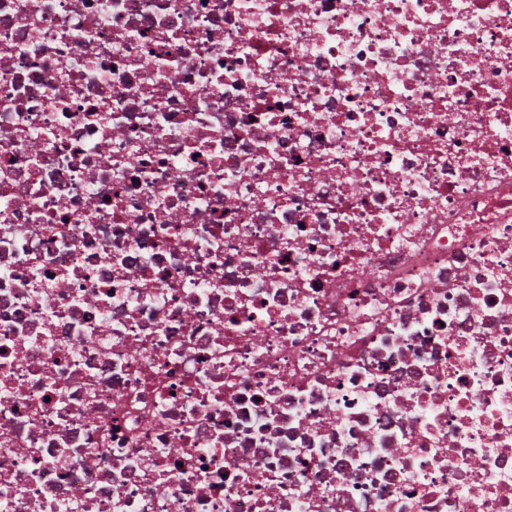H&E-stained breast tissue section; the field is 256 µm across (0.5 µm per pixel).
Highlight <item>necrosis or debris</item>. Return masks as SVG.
<instances>
[{
	"mask_svg": "<svg viewBox=\"0 0 512 512\" xmlns=\"http://www.w3.org/2000/svg\"><path fill=\"white\" fill-rule=\"evenodd\" d=\"M0 512H512V0H0Z\"/></svg>",
	"mask_w": 512,
	"mask_h": 512,
	"instance_id": "1",
	"label": "necrosis or debris"
}]
</instances>
